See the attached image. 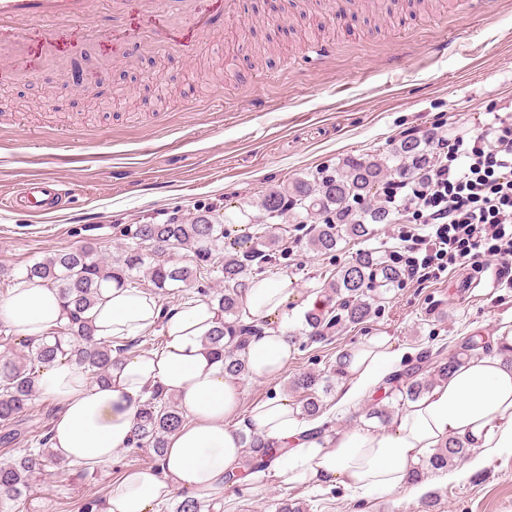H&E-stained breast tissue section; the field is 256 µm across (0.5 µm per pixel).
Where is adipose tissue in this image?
Masks as SVG:
<instances>
[{"mask_svg":"<svg viewBox=\"0 0 512 512\" xmlns=\"http://www.w3.org/2000/svg\"><path fill=\"white\" fill-rule=\"evenodd\" d=\"M293 296L287 277L264 278L252 282L242 304L250 317L267 319ZM88 317L96 339L120 345L159 331L164 343L156 350L125 353L105 383L92 382L67 363L41 370V393L60 406L52 429V448L60 460L111 463L115 451L130 442L140 405L156 389L176 396L186 417L170 435L160 469L125 473L103 512H158L159 504L181 490L198 497L223 493L225 474L239 470L244 458L243 430L289 448L286 458L248 475V482L264 478L289 488L339 483L378 494L410 490L411 473L449 440L471 448H512V328L493 336L491 354L463 359L387 427L369 423L337 432L330 448L313 437V424L302 422L285 398H267L240 414L239 381L225 375L223 362L204 345L217 325V312L207 299L166 308L149 289L110 285ZM0 321L38 341L65 323L66 315L56 289L22 279L0 300ZM290 349L284 324L253 337L244 350L250 378H277ZM402 357L384 336L355 350L336 410L356 408Z\"/></svg>","mask_w":512,"mask_h":512,"instance_id":"1","label":"adipose tissue"}]
</instances>
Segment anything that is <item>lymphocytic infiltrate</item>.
I'll list each match as a JSON object with an SVG mask.
<instances>
[{
  "instance_id": "lymphocytic-infiltrate-1",
  "label": "lymphocytic infiltrate",
  "mask_w": 512,
  "mask_h": 512,
  "mask_svg": "<svg viewBox=\"0 0 512 512\" xmlns=\"http://www.w3.org/2000/svg\"><path fill=\"white\" fill-rule=\"evenodd\" d=\"M431 145L426 173L379 191L398 241L389 261L424 281L493 263L512 282V120L497 114Z\"/></svg>"
}]
</instances>
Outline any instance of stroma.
<instances>
[{
    "label": "stroma",
    "instance_id": "35a3bbf8",
    "mask_svg": "<svg viewBox=\"0 0 512 512\" xmlns=\"http://www.w3.org/2000/svg\"><path fill=\"white\" fill-rule=\"evenodd\" d=\"M334 2L333 14L308 20L296 0H242L238 16L220 19L211 34L189 25L177 30L189 43L184 52L130 54L152 23L138 0H128L118 34L109 0H97L91 18L55 24L50 59L40 54L42 24L1 30L0 42L19 37L31 52L17 65L0 60V73L9 76L0 86V266L7 270L0 299L11 272L70 247L80 228L112 248L117 226L162 224L208 209L219 221L231 216L241 231L264 221L255 202L276 184L350 156L386 152L409 128L451 133L458 115L512 106V0H498L486 16L458 13L455 0H431L417 12L397 0H374L358 11ZM322 42L335 44L334 54L321 64L305 60L303 45ZM77 64L102 76V85L70 88L64 111L35 110L33 101ZM34 177L74 188L72 209L20 223L4 201ZM306 233L289 225L290 252L272 273L288 276L297 295L288 306L298 332L293 351L277 379H241V411L275 395L298 404L300 393L288 387L295 375L329 371L339 355L375 336L403 351L407 369L424 351L512 326V287L465 294L458 269L440 282L404 279L376 290L367 319L334 328L328 341H311L300 332L303 299L357 253H386L396 241L389 225L378 224L370 238L343 239L321 255L307 249ZM56 413L52 399H36L18 439L0 444V464L30 447ZM472 455L481 461L476 470L454 466L424 477L431 512H512V451L477 448ZM155 465L151 449L134 447L84 473L62 465L0 512H82L84 503L114 492L127 471ZM285 495L309 512H420L423 503L340 485H250L225 493L214 512H276Z\"/></svg>",
    "mask_w": 512,
    "mask_h": 512
}]
</instances>
